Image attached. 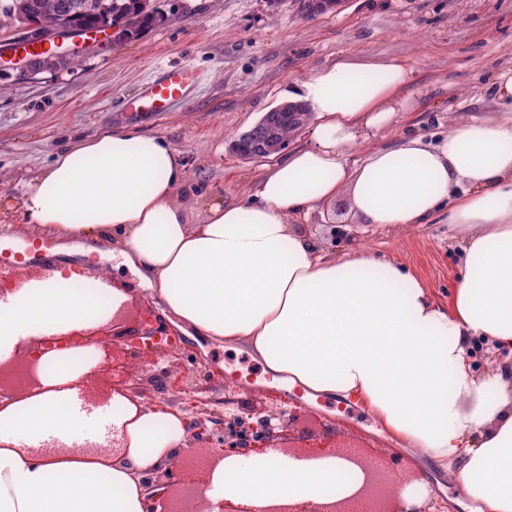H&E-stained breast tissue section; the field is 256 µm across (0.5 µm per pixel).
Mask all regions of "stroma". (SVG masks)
Instances as JSON below:
<instances>
[{"mask_svg": "<svg viewBox=\"0 0 512 512\" xmlns=\"http://www.w3.org/2000/svg\"><path fill=\"white\" fill-rule=\"evenodd\" d=\"M155 4L163 22L136 39L100 41L69 68L34 80L0 76V194L19 197L59 151L100 130L155 134L184 160L181 196L193 220H201L208 201L248 200L267 169V160L233 153L231 141L283 102L288 87L346 54L399 58L414 70L402 92L408 109L399 124L351 150L349 162L362 161L368 149L396 146L407 132L431 141L475 117H512V102L490 89L497 77L512 76V0H345L340 10L311 16L295 0L275 12L266 0ZM171 67L195 69L204 80L160 117L126 113L125 103L145 80ZM446 218L441 212L429 223L387 231L358 223L341 199L312 211L304 230L328 253L364 248L398 258L444 303L461 274L458 240ZM35 240L28 269L64 265L85 275L103 267L126 282L129 300L104 321L112 365L97 366L92 378L145 405L194 416L189 445L201 456L223 452L228 424L239 416L253 454L294 448L302 457L330 456L360 448L391 459L394 477L426 484L429 495L419 512H470L450 475L406 451L371 414L356 421L337 416L326 398L289 385L247 345L234 348L174 329L162 302L113 260L111 243L67 257L57 254L53 237ZM147 320L167 343L164 357L139 352L136 334ZM267 415L274 428L263 439L259 420ZM202 474L177 461L159 478L187 490L183 508L196 512L207 497Z\"/></svg>", "mask_w": 512, "mask_h": 512, "instance_id": "stroma-1", "label": "stroma"}]
</instances>
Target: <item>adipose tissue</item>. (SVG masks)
Listing matches in <instances>:
<instances>
[{"mask_svg": "<svg viewBox=\"0 0 512 512\" xmlns=\"http://www.w3.org/2000/svg\"><path fill=\"white\" fill-rule=\"evenodd\" d=\"M399 60L344 56L293 87L313 124L309 144L268 167L253 199L209 202L192 222L185 166L158 135L103 130L55 155L19 200L20 234L112 243L171 323L249 344L273 371L320 394L362 402L406 444L455 474L480 512H512V371H475L474 339L512 349V119L480 118L436 142L404 137L349 164L350 147L397 123L413 81ZM346 198L360 223L393 230L447 211L462 275L447 303L392 258L322 255L301 221ZM0 303V363L32 340L98 323V288L54 272L44 288ZM61 347L38 356L41 387L0 400V512H147L143 484L188 447L190 425L115 392L123 440L89 432L74 409L91 365ZM200 512H253L349 495L360 474L339 457L318 470L287 457H227L205 474Z\"/></svg>", "mask_w": 512, "mask_h": 512, "instance_id": "1", "label": "adipose tissue"}]
</instances>
